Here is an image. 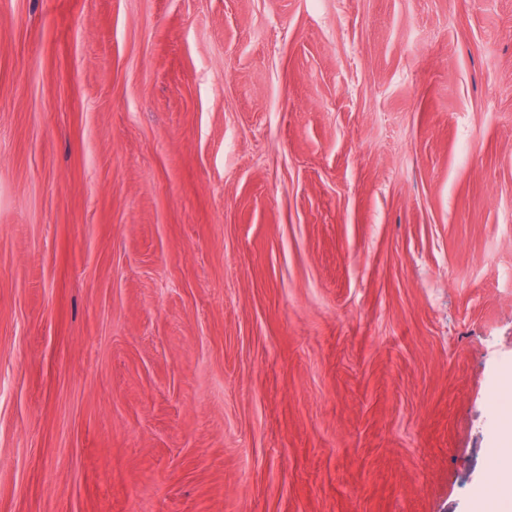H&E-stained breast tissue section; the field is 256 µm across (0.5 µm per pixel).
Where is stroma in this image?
<instances>
[{"mask_svg":"<svg viewBox=\"0 0 512 512\" xmlns=\"http://www.w3.org/2000/svg\"><path fill=\"white\" fill-rule=\"evenodd\" d=\"M512 375V0H0V512H474Z\"/></svg>","mask_w":512,"mask_h":512,"instance_id":"1","label":"stroma"}]
</instances>
